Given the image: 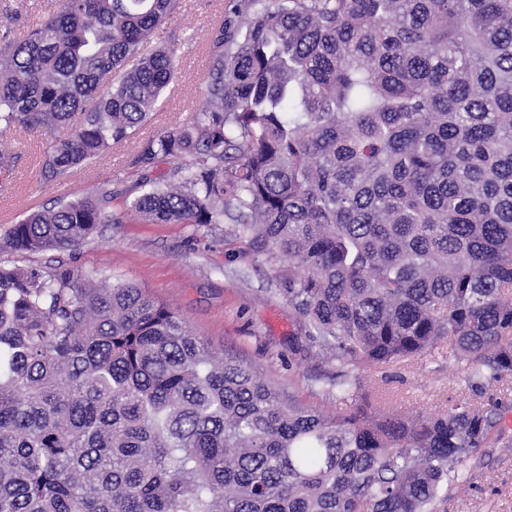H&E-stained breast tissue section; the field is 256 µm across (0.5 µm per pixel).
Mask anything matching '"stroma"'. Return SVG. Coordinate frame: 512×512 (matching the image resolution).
I'll use <instances>...</instances> for the list:
<instances>
[{"label":"stroma","instance_id":"obj_1","mask_svg":"<svg viewBox=\"0 0 512 512\" xmlns=\"http://www.w3.org/2000/svg\"><path fill=\"white\" fill-rule=\"evenodd\" d=\"M181 4L163 39L144 45L150 53L160 41H167L177 63L152 119L130 140L112 146L87 171L47 179L43 163L50 137L38 130L0 132V239L27 210L78 197L97 185L127 188L136 178L131 162L139 143L196 117L209 67L207 38L228 10L229 0H181ZM236 229L229 220L199 228L126 220L99 225L77 251L59 256L5 248L0 250V262L45 267L61 260L71 269L134 283L180 311L216 351L254 365L304 403L330 415L337 413L339 402L313 396L307 388L308 378L329 373V365L290 350L294 316L274 292L276 261L265 254L233 255ZM286 355L291 356V365H284ZM466 387L465 372L432 363L394 379L389 392L398 409L415 411L448 407ZM488 465L492 478L476 480L468 493L449 501L448 512H512V451L491 455Z\"/></svg>","mask_w":512,"mask_h":512}]
</instances>
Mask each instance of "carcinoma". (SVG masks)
<instances>
[{
  "label": "carcinoma",
  "instance_id": "obj_1",
  "mask_svg": "<svg viewBox=\"0 0 512 512\" xmlns=\"http://www.w3.org/2000/svg\"><path fill=\"white\" fill-rule=\"evenodd\" d=\"M181 0H62L0 27V128L53 137L64 178L148 121ZM137 60L131 68L125 63ZM195 122L141 143L145 224H240L335 371L302 403L131 282L0 264V512H447L512 448V0H233ZM80 112L78 129L55 134ZM168 161L169 169L157 167ZM112 190L28 213L3 245L74 251ZM449 348L468 397L370 404L366 373Z\"/></svg>",
  "mask_w": 512,
  "mask_h": 512
}]
</instances>
